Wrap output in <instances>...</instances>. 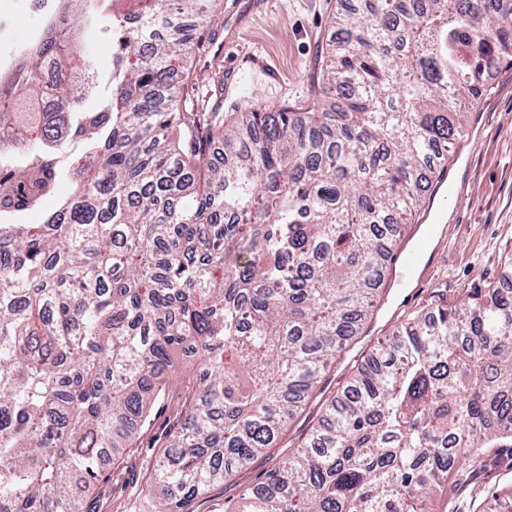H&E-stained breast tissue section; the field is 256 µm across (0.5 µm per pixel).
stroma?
<instances>
[{
	"label": "stroma",
	"mask_w": 512,
	"mask_h": 512,
	"mask_svg": "<svg viewBox=\"0 0 512 512\" xmlns=\"http://www.w3.org/2000/svg\"><path fill=\"white\" fill-rule=\"evenodd\" d=\"M28 0H0V71L9 70L14 50L35 40L38 17ZM349 0H216L219 17L202 47L181 63L188 72L182 92L189 101L205 98L210 109L229 111L234 98L253 99L269 109L303 104L312 97L313 76L334 38L333 18ZM258 54L273 74L255 70L245 58ZM490 93L471 107L467 135L448 155V191L437 197L444 237L435 259L411 270L405 287L376 294L368 328L355 336L323 373L310 402L289 422L276 447L255 457L184 512H224L245 489L261 482L318 424L328 401L348 383L356 367L372 359L407 317L441 304L457 309L470 291L498 281L512 254V63L487 78ZM179 382L138 423L132 446L105 456L102 476L92 487L74 480L72 493L85 512H152L144 491L157 460L181 426L175 410ZM512 483V448H486L479 458L448 474L438 512H486L491 494Z\"/></svg>",
	"instance_id": "stroma-1"
}]
</instances>
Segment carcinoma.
I'll return each mask as SVG.
<instances>
[{
	"instance_id": "obj_1",
	"label": "carcinoma",
	"mask_w": 512,
	"mask_h": 512,
	"mask_svg": "<svg viewBox=\"0 0 512 512\" xmlns=\"http://www.w3.org/2000/svg\"><path fill=\"white\" fill-rule=\"evenodd\" d=\"M363 3L335 17L303 112L183 101L170 62L216 21L209 0H55L16 49L0 102V512H81L72 478L98 479L187 351L184 424L147 488L155 512H182L275 447L359 334L431 160L447 161L466 105L512 59V0ZM103 37L107 92L86 108L71 73ZM50 57L66 122L32 104ZM56 192L44 223L7 221ZM511 271L512 258L457 310L402 324L224 512H431L459 461L512 448Z\"/></svg>"
}]
</instances>
